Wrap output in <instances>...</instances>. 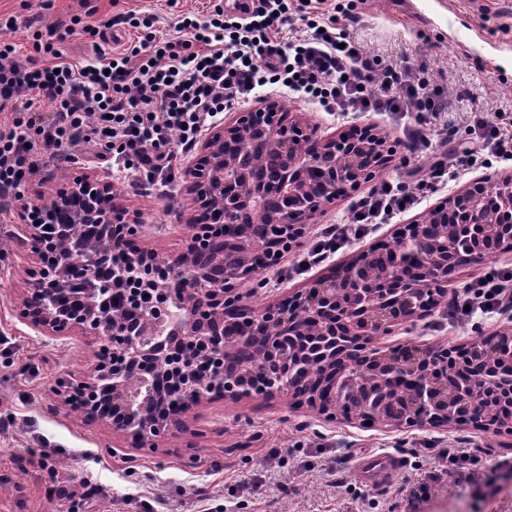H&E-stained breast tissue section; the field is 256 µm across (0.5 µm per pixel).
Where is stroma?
I'll list each match as a JSON object with an SVG mask.
<instances>
[{
  "label": "stroma",
  "mask_w": 512,
  "mask_h": 512,
  "mask_svg": "<svg viewBox=\"0 0 512 512\" xmlns=\"http://www.w3.org/2000/svg\"><path fill=\"white\" fill-rule=\"evenodd\" d=\"M217 4L225 15L241 13L240 0H0V14L36 27L74 15L104 24L100 41L77 33L61 45L68 59L92 63L97 52H111L129 37L126 25L107 27L113 15L131 10L150 16L156 29L169 33L179 15L204 18ZM353 16L349 31L370 54L424 63L427 78L445 88L453 111L512 109V0H361ZM272 97L327 137L353 124H372L390 141L403 139L400 114L344 116L293 100L285 91ZM467 137L461 128L453 139L437 137L398 152L385 175L413 184L433 157L452 155ZM480 174L473 168L435 183L415 208L371 225L365 236L350 239L305 272L297 270L304 250L285 254L267 270L251 305L304 288L331 264L391 236L396 225L419 219ZM112 182L118 203L136 216L144 246L162 256L184 246L189 228L178 218L187 203L180 177L148 195L132 172H113ZM19 231L12 215L0 218V239L12 242L0 254V512H512V437L467 426L387 432L325 421L308 408H290L284 396L216 399L192 410L188 430L169 436L157 451L118 445L111 429L72 414L53 393L58 379L92 372L95 345L81 337L37 335L14 316L28 276L15 241ZM506 319L501 313L454 320L438 309L412 332H396L384 342L461 345ZM429 447L468 449L492 483L475 484L449 475L437 461H424ZM374 453L400 463L386 483L367 482L357 470ZM410 489L423 492L412 505L405 496Z\"/></svg>",
  "instance_id": "1"
}]
</instances>
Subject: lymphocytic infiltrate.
Returning a JSON list of instances; mask_svg holds the SVG:
<instances>
[{
	"instance_id": "obj_1",
	"label": "lymphocytic infiltrate",
	"mask_w": 512,
	"mask_h": 512,
	"mask_svg": "<svg viewBox=\"0 0 512 512\" xmlns=\"http://www.w3.org/2000/svg\"><path fill=\"white\" fill-rule=\"evenodd\" d=\"M296 12L307 14L304 27H294ZM243 13L240 22L218 8L204 21L185 16L170 34L117 14L110 25H131L134 37L95 64L67 62L59 48L78 29L91 39L99 35L77 16L30 34L33 50L47 59L41 66L22 62L16 44L1 41L0 112L11 120L0 124V214L33 213L36 203L23 189L27 179L64 161L65 147L77 142L103 146L140 186L173 175L208 122L261 89H288L326 112L414 113L405 134L413 147L455 133L445 90L425 78L423 65L367 54L341 21L348 8L332 14L314 9L313 0H251ZM464 120L469 138L454 167L436 161L410 190L376 183L351 222L313 244L307 261L321 262L367 225L413 208L452 168L512 161L511 111L470 112ZM511 281V271L490 269L455 293L448 311L461 317L512 310Z\"/></svg>"
}]
</instances>
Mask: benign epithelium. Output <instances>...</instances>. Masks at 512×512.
<instances>
[{
  "instance_id": "benign-epithelium-1",
  "label": "benign epithelium",
  "mask_w": 512,
  "mask_h": 512,
  "mask_svg": "<svg viewBox=\"0 0 512 512\" xmlns=\"http://www.w3.org/2000/svg\"><path fill=\"white\" fill-rule=\"evenodd\" d=\"M304 144V152L294 146ZM197 160L182 174L189 211L182 214L190 227L187 246L161 257L137 243L140 225L116 202L112 181L90 172L76 177L70 186L52 197L47 217L96 224L98 249L80 260L64 239L62 228L47 235L45 225H24L21 244L39 259L29 272L21 299L15 305L19 320L42 336H82L97 344L96 364L86 378L62 381L56 396L68 400L77 395L84 402L85 418L112 429V435L135 448H157L169 435L187 429L186 415L213 398L206 379L222 382L219 397L237 402L252 397L272 398L288 394L327 420L390 431L445 428L448 411L463 414L470 425L484 431L512 436V417L505 419L499 407L470 400L465 391L450 385L448 368L457 358L450 347L425 343L419 357L406 368L418 381V397L410 403L395 398L370 408L369 416L345 410L336 394V381L322 380L305 390L295 383L302 366L282 349V337L262 330L273 324L290 336H304L307 327L275 300L262 308L243 303L239 287L250 281L249 268L256 257L251 239L240 225L257 210H264L273 225L265 252L267 263L276 265L284 254L305 245V233L314 218L336 200L371 181L373 174L397 153L371 127H352L334 137L300 119L284 117L276 102L240 110L225 124L215 125L202 139ZM439 225L436 248L424 253L417 266L419 279H403L399 287L383 295L367 287L361 277L369 249L333 265L308 287L287 298L294 307L308 311L319 322L322 311L332 307L335 323L320 327L319 365L344 359L351 345L375 350L379 340L398 330H409L448 297V282L461 268L478 265L485 250L482 241L501 238L512 251V179L483 175L452 193L428 210L420 220L396 229L401 247L393 252L388 271L401 275L405 255L419 247L417 224ZM233 250L232 259L211 249L214 236ZM122 255L124 263L112 268V291L126 294L127 308H138L135 317L98 309L68 310L56 302L64 274L82 272L87 262L106 255ZM234 310L237 329L264 345L262 391L246 380L253 372L225 374L227 352L224 312ZM196 338L192 351L180 354V339ZM498 345L512 349V325L490 336H477L465 352L470 363L481 366L474 380L485 388L512 390V374L502 373L487 360L486 351ZM171 361L180 374L176 391H154L153 368ZM139 374L148 381L145 391L133 392L127 378Z\"/></svg>"
}]
</instances>
